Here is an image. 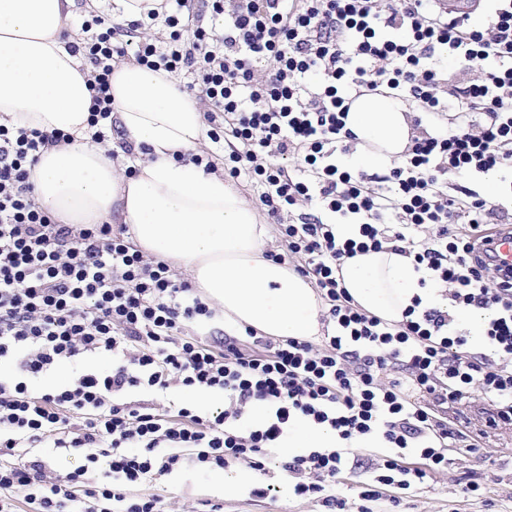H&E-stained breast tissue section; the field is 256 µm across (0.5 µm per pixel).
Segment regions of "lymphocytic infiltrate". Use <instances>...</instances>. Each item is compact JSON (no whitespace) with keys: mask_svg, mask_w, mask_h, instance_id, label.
<instances>
[{"mask_svg":"<svg viewBox=\"0 0 512 512\" xmlns=\"http://www.w3.org/2000/svg\"><path fill=\"white\" fill-rule=\"evenodd\" d=\"M158 24L168 36L153 33ZM125 36L138 64L196 92L208 138L227 146V175L250 181L277 225L275 260L314 284L328 323L316 342L248 327L201 343L191 329L214 308L167 261L139 250L127 227L60 224L37 204L28 169L65 134L0 122V362L12 367L0 380V512H159L155 497L130 488L178 469L189 449L204 470H265L299 419L343 445L285 462L292 492L342 512L336 477L352 439L386 448L360 492L372 499L385 487L421 490L450 453L475 452L448 415L469 389L483 392L490 425L511 424L512 271L495 268L487 249V226L506 207L446 186L452 173L512 171V0H495L480 28L436 0H162L122 25L93 16L69 48L88 69L91 141L103 147ZM441 57L461 72L480 64L479 78H447ZM376 90L416 115L401 161L373 178L337 165L336 153L352 138L353 97ZM340 220L357 225L356 237L338 234ZM424 228L431 237L414 241ZM387 244L411 256L423 281L447 288L451 306L491 311L483 351L466 352V331L440 308L415 303L389 323L355 303L337 270ZM103 353L113 360L106 370L91 363ZM62 363L75 378L32 394ZM174 385L221 391L229 403L202 416L126 400L135 388ZM255 404L267 419L240 426ZM31 448H63L85 463L59 476Z\"/></svg>","mask_w":512,"mask_h":512,"instance_id":"lymphocytic-infiltrate-1","label":"lymphocytic infiltrate"}]
</instances>
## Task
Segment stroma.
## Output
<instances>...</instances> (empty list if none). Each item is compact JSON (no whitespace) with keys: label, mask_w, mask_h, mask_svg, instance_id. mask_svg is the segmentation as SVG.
I'll return each mask as SVG.
<instances>
[{"label":"stroma","mask_w":512,"mask_h":512,"mask_svg":"<svg viewBox=\"0 0 512 512\" xmlns=\"http://www.w3.org/2000/svg\"><path fill=\"white\" fill-rule=\"evenodd\" d=\"M379 454L376 448L359 449L362 467L342 475L346 512H512V425L488 430L476 453L462 456L451 468L433 474L425 488L405 498L398 509L388 490L371 502L358 496L357 485L368 478L365 467ZM217 476V471L203 472L186 465L149 485L131 488L130 493L157 496L163 512H199L207 501L221 505L223 512H324L316 500L294 496L288 488L287 472L279 467L257 475L258 481L275 486L269 497L255 495L250 484L215 492ZM471 479L482 485V496L466 493L465 485Z\"/></svg>","instance_id":"obj_1"}]
</instances>
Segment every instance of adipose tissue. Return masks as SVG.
Returning <instances> with one entry per match:
<instances>
[{
  "instance_id": "adipose-tissue-1",
  "label": "adipose tissue",
  "mask_w": 512,
  "mask_h": 512,
  "mask_svg": "<svg viewBox=\"0 0 512 512\" xmlns=\"http://www.w3.org/2000/svg\"><path fill=\"white\" fill-rule=\"evenodd\" d=\"M72 0H0V120L68 141L45 149L29 171L37 202L65 224L109 218L133 228L135 243L187 270L202 298L228 321L266 336L318 335L320 301L308 282L268 257L256 209L224 180L183 154L198 151L206 124L199 102L170 74L133 62L110 77L114 117L126 141L147 146L135 174L89 141L92 92L61 33ZM347 127L375 167L399 160L409 142L404 104L386 93L356 98ZM340 276L355 302L401 320L425 294L408 255L383 249L347 258Z\"/></svg>"
}]
</instances>
